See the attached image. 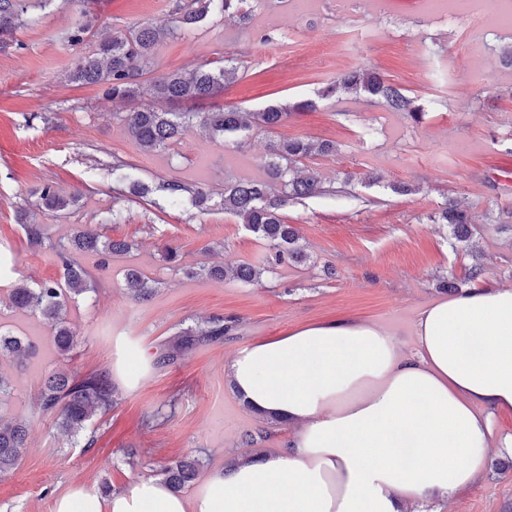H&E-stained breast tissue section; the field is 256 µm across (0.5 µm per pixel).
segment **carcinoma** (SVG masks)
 <instances>
[{"mask_svg": "<svg viewBox=\"0 0 512 512\" xmlns=\"http://www.w3.org/2000/svg\"><path fill=\"white\" fill-rule=\"evenodd\" d=\"M213 13L232 15L242 26L249 25L251 20L248 0H175L173 26L168 32L141 25L104 38L95 44L91 54L75 62L70 79L77 84L98 86L104 98L126 103L127 110L116 112L114 116L144 153L168 149L195 126L214 139L226 138L252 127H276L288 113L315 106L307 100L269 105L258 112H241L234 107L207 112L190 109L192 105L215 97L224 86L234 82L238 75V68L234 66L213 68L206 64L187 75L175 71L154 80L144 79L146 64L153 59L154 48L163 36L177 35ZM24 15V0H0L1 49L14 44L15 32L25 23ZM348 95L380 102L389 111L399 112L415 123L422 122L425 115L417 98L369 69L343 72L318 90L321 100L341 99ZM334 150L335 145L329 142L314 144L301 138L282 139L273 145L267 161L268 179L224 183V197L221 198L224 212L237 217L246 230L265 242L267 268L272 269L287 258L297 263L306 261L307 254L298 244L296 229L286 223L282 210L308 197L341 192L339 187L324 186L312 172L301 175L295 170L301 160L315 153L328 154ZM159 190L175 203L188 193L192 203L202 210L211 201L208 190L178 181H167L159 186ZM76 203L77 196L60 192L52 183L43 184L37 192V206L52 213L65 211ZM431 221L451 226L455 248L464 251L473 248L472 217L466 210L447 202ZM19 223L28 244L51 252L62 275L57 280L19 284L12 288L10 301L13 307L37 314L50 323L58 352L66 356L75 344V335L66 325L68 306L93 291L91 276L80 258L94 253L108 261L114 255L128 252L132 244L79 228L74 229L65 241L54 243L46 235L45 225L29 221L26 213H20ZM262 274V269L250 264L231 269L212 265L186 272L189 277L222 281L230 276L244 282L258 280ZM126 285L131 298L138 302L150 300L158 290V282L144 278L135 270L126 274ZM233 329L234 321L220 316L179 328L162 341L152 367L163 370L189 350L224 341ZM32 351L33 345L29 341L0 330L1 357H8L15 365L22 366ZM116 396L117 388L110 370L81 377L61 371L45 381L39 406L42 413L54 419L60 432L75 438L95 417H102L112 410ZM28 435V423L0 418V477L17 468L27 447ZM161 476L166 484L179 492L197 479L198 462L191 458L174 461L161 468Z\"/></svg>", "mask_w": 512, "mask_h": 512, "instance_id": "cac0c4a2", "label": "carcinoma"}]
</instances>
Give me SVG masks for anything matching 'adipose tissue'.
Here are the masks:
<instances>
[{"label": "adipose tissue", "instance_id": "obj_1", "mask_svg": "<svg viewBox=\"0 0 512 512\" xmlns=\"http://www.w3.org/2000/svg\"><path fill=\"white\" fill-rule=\"evenodd\" d=\"M412 351L374 324H313L240 350L244 402L296 425L292 451L211 474L185 496L135 479L74 488L54 512H428L485 471L491 414L512 410V289L424 307Z\"/></svg>", "mask_w": 512, "mask_h": 512}]
</instances>
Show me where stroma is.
Instances as JSON below:
<instances>
[{
    "label": "stroma",
    "instance_id": "1",
    "mask_svg": "<svg viewBox=\"0 0 512 512\" xmlns=\"http://www.w3.org/2000/svg\"><path fill=\"white\" fill-rule=\"evenodd\" d=\"M26 3L33 24L18 30V47L0 49V329L34 342L36 353L21 368L0 360L12 379L0 417L30 423L20 464L0 478V512H54L56 498L72 487L117 492L184 457L199 458L207 475L228 457L243 456L242 432L263 420L242 403L225 368L245 346L312 324L359 321L387 328L407 348L420 310L448 299L442 281L463 292L512 288V68L499 60L500 49L512 47V30L477 40L467 18L439 19L415 10L411 0L375 15L341 8L337 0H319L313 13L261 0L247 28L209 15L158 43L150 78L224 55L239 78L209 108L252 112L312 98L317 104L275 128L221 142L194 128L172 150L148 154L114 119L117 106L99 87L70 82L75 61L94 41L74 44L67 35L91 17L101 37L145 23L162 27L173 0ZM363 64L417 97L427 111L423 123L362 98L317 100L324 83ZM295 137L335 142V153L309 157L304 166L324 181L346 184L345 194L285 209L307 261L283 263L253 283L185 277L184 268L203 264L261 263L265 246L224 214L219 200L207 211L187 197L174 204L158 184L176 180L218 192L231 178L265 179L270 145ZM117 157L125 163L119 175L112 172ZM132 180L152 194H127ZM46 182L79 195L78 205L60 214L36 209L33 192ZM395 183L418 191L395 194ZM449 199L477 218L473 252L455 250L451 228L431 220ZM24 209L55 240L82 226L134 244L103 270L97 257L85 258L96 289L68 310L76 344L65 359L47 323L8 305L15 281L61 275L47 252L28 245L17 222ZM168 246L178 248L180 270L164 262ZM475 265L483 276L471 283ZM131 268L158 281L152 301L128 296ZM212 316L238 318L234 336L191 350L163 371L144 372L136 387L120 384L117 406L93 421V446L67 440L40 411L39 393L51 373L115 369L123 339L152 351L174 328ZM439 508L512 512V455L492 453L484 474Z\"/></svg>",
    "mask_w": 512,
    "mask_h": 512
}]
</instances>
